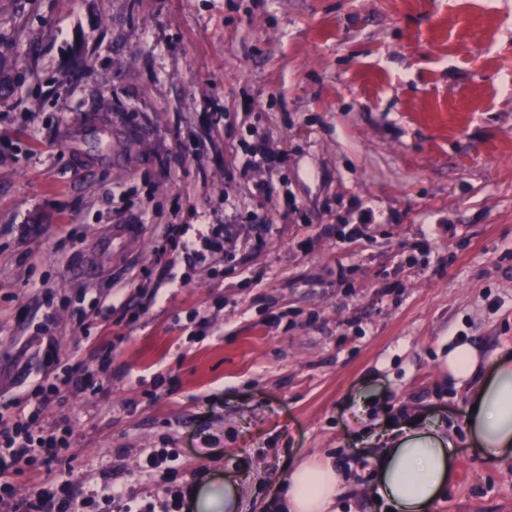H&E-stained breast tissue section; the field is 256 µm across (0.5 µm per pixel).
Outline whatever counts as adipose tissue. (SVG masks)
<instances>
[{
  "label": "adipose tissue",
  "instance_id": "ef3b65f1",
  "mask_svg": "<svg viewBox=\"0 0 512 512\" xmlns=\"http://www.w3.org/2000/svg\"><path fill=\"white\" fill-rule=\"evenodd\" d=\"M480 356L469 344L448 353V372L459 383L470 384L476 412L464 422L421 421L410 416L392 422L383 432L381 446L371 458L372 485L382 512H429L444 495L456 465L453 450L459 432H466L483 456L512 455V356L489 361L480 372ZM479 383H472L475 373ZM345 473L331 460L311 457L296 463L285 478L277 499L278 512H333L342 492ZM242 492L238 483L208 485L196 492V512H239Z\"/></svg>",
  "mask_w": 512,
  "mask_h": 512
}]
</instances>
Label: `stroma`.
I'll use <instances>...</instances> for the list:
<instances>
[{
    "mask_svg": "<svg viewBox=\"0 0 512 512\" xmlns=\"http://www.w3.org/2000/svg\"><path fill=\"white\" fill-rule=\"evenodd\" d=\"M261 143L285 160L233 178ZM172 224L223 252L158 263ZM462 341L512 351V0H0V403L69 382L28 405L63 459L14 498L169 512L230 471L273 512L318 454L379 512L369 435L463 416ZM457 453L431 512H512V456ZM176 458L174 454H165L150 448L145 457L141 475L150 481H155L157 476L165 480L172 473V467L167 466V463L175 461ZM90 499L76 500L71 495L58 496L50 487H39L32 491L23 512H85Z\"/></svg>",
    "mask_w": 512,
    "mask_h": 512,
    "instance_id": "stroma-1",
    "label": "stroma"
}]
</instances>
